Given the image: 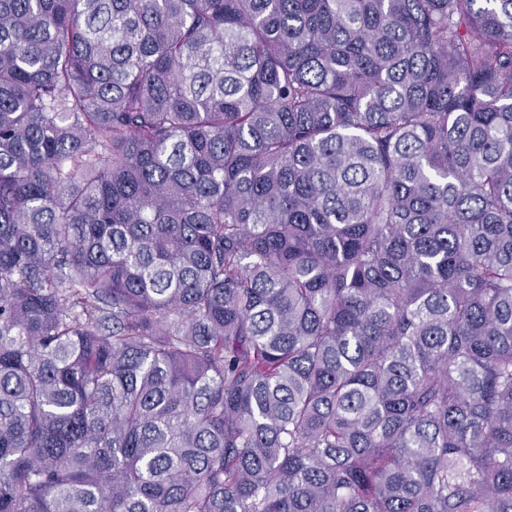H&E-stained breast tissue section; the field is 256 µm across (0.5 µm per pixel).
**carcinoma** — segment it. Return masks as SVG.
Returning a JSON list of instances; mask_svg holds the SVG:
<instances>
[{"instance_id":"1","label":"carcinoma","mask_w":512,"mask_h":512,"mask_svg":"<svg viewBox=\"0 0 512 512\" xmlns=\"http://www.w3.org/2000/svg\"><path fill=\"white\" fill-rule=\"evenodd\" d=\"M0 512H512V0H0Z\"/></svg>"}]
</instances>
